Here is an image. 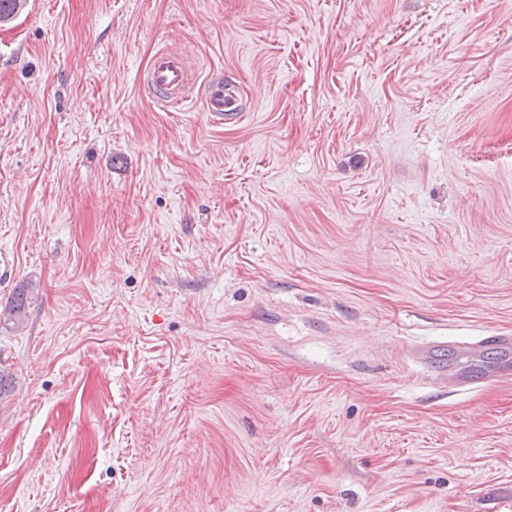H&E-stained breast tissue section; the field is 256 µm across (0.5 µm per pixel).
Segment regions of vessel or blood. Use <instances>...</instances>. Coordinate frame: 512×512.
<instances>
[{"mask_svg":"<svg viewBox=\"0 0 512 512\" xmlns=\"http://www.w3.org/2000/svg\"><path fill=\"white\" fill-rule=\"evenodd\" d=\"M191 72L183 53L159 49L155 52L141 85L145 93L157 103L175 109H182L190 100L188 94ZM204 112L213 122L224 124L240 118L242 95L237 86L216 77L209 81L201 97ZM494 347L501 355L500 362L480 375H472L463 369L446 364L445 349H453L462 357L468 358L485 347ZM412 358L432 367V379L435 383L452 390L472 386L505 383L512 380V336L496 335L481 337L475 341H454L450 345L411 347Z\"/></svg>","mask_w":512,"mask_h":512,"instance_id":"obj_1","label":"vessel or blood"}]
</instances>
